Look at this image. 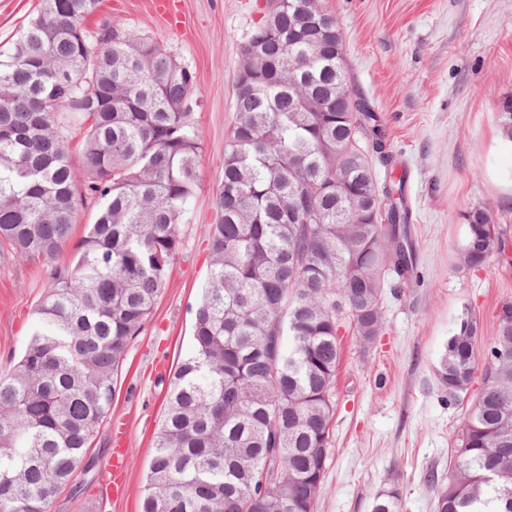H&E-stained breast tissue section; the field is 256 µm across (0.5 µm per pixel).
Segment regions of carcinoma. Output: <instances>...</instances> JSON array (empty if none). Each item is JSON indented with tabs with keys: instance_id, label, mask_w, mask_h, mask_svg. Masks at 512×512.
<instances>
[{
	"instance_id": "obj_1",
	"label": "carcinoma",
	"mask_w": 512,
	"mask_h": 512,
	"mask_svg": "<svg viewBox=\"0 0 512 512\" xmlns=\"http://www.w3.org/2000/svg\"><path fill=\"white\" fill-rule=\"evenodd\" d=\"M100 4L42 0L0 50V255L50 267L37 327L0 376V512H48L86 463L197 188L194 72L144 32L88 27ZM239 72L194 349L170 382L141 512H313L340 324L373 343L383 288L416 267L406 172L391 179L397 160L321 0H270ZM89 205L72 261L56 263ZM464 220V266L512 260L507 228L478 207ZM477 335L464 312L436 369L452 398L474 378ZM454 454L447 476L428 474L435 512H512V302Z\"/></svg>"
}]
</instances>
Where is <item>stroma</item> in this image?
Returning a JSON list of instances; mask_svg holds the SVG:
<instances>
[{
	"label": "stroma",
	"mask_w": 512,
	"mask_h": 512,
	"mask_svg": "<svg viewBox=\"0 0 512 512\" xmlns=\"http://www.w3.org/2000/svg\"><path fill=\"white\" fill-rule=\"evenodd\" d=\"M168 16L156 0H103L102 16L141 31L170 49L196 74L192 99L203 147L198 188L180 227L181 249L167 288L119 370L112 413L49 512H139L163 419L169 382L193 346L194 311L210 265L208 228L224 178V146L236 120L235 80L241 49L267 0H175ZM41 0H0V49L11 46ZM342 31L356 93L385 124L396 157L407 167L405 197L418 276L381 297L384 330L369 346L342 327L334 388L336 411L329 459L315 512H373L398 488V512H434L437 491L425 476L448 470L460 419L483 385L449 397L435 370L455 321L469 309L479 320L478 362L512 302V263L459 262L463 216L485 209L512 225V142L502 112L512 102V0H322ZM41 262L0 257V374L37 325L47 282ZM126 431L128 493L115 499L98 480L113 448L115 426Z\"/></svg>",
	"instance_id": "1"
}]
</instances>
